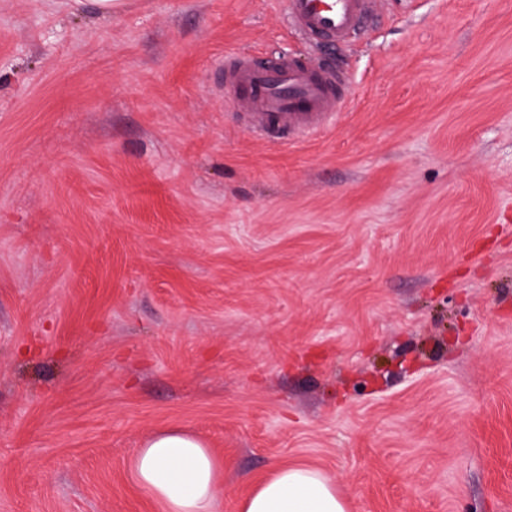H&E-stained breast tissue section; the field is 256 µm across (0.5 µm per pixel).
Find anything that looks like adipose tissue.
I'll use <instances>...</instances> for the list:
<instances>
[{"label":"adipose tissue","instance_id":"1","mask_svg":"<svg viewBox=\"0 0 512 512\" xmlns=\"http://www.w3.org/2000/svg\"><path fill=\"white\" fill-rule=\"evenodd\" d=\"M131 469L162 512H222L221 464L189 432L152 434L133 455ZM238 512H347V505L324 473L292 465L276 468L240 501Z\"/></svg>","mask_w":512,"mask_h":512}]
</instances>
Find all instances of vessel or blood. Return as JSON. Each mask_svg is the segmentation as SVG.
<instances>
[{"label": "vessel or blood", "instance_id": "vessel-or-blood-1", "mask_svg": "<svg viewBox=\"0 0 512 512\" xmlns=\"http://www.w3.org/2000/svg\"><path fill=\"white\" fill-rule=\"evenodd\" d=\"M284 14L309 46L346 45L377 14V0H285ZM228 109L245 112L260 138L285 140L316 133L341 112L350 77L332 62L305 66L295 56L263 62L237 52L224 56Z\"/></svg>", "mask_w": 512, "mask_h": 512}]
</instances>
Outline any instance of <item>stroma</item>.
<instances>
[{
	"instance_id": "35a3bbf8",
	"label": "stroma",
	"mask_w": 512,
	"mask_h": 512,
	"mask_svg": "<svg viewBox=\"0 0 512 512\" xmlns=\"http://www.w3.org/2000/svg\"><path fill=\"white\" fill-rule=\"evenodd\" d=\"M283 0H0V512H160L156 431L348 512H512V0H380L288 144L224 55Z\"/></svg>"
}]
</instances>
